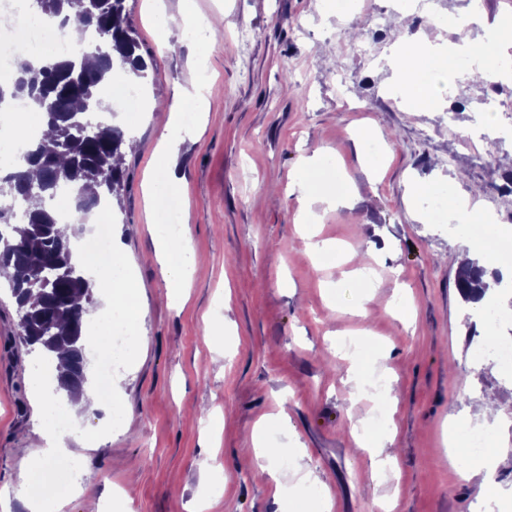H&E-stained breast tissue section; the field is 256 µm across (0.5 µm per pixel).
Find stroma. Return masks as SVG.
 Wrapping results in <instances>:
<instances>
[{"instance_id": "35a3bbf8", "label": "stroma", "mask_w": 512, "mask_h": 512, "mask_svg": "<svg viewBox=\"0 0 512 512\" xmlns=\"http://www.w3.org/2000/svg\"><path fill=\"white\" fill-rule=\"evenodd\" d=\"M148 69L140 87L210 90L184 128L174 171L182 230L203 263L174 300L156 262V203L167 170L156 154L165 112L129 113L133 141L115 234L140 289L141 344L118 373L125 417L109 436L85 442L69 431L66 454L82 475L65 512H283L288 498L256 476L253 431L289 449L283 481L306 512H512V430L478 414L491 392L512 399V370L477 349L472 324L444 255L487 259L461 225L430 218L431 196H474L506 223L512 196L495 188L512 169V141L488 123L512 113V81L498 106L480 107L484 85L459 78L442 100L406 111L391 67L398 12L364 0L336 16L326 0H127ZM223 18V34L183 36L181 14ZM477 11L475 39L512 23V0H418L408 32L453 41V19ZM251 32L249 42L240 28ZM180 38L169 51L165 35ZM367 139L356 140L359 131ZM495 144L486 152V144ZM342 175L349 206H317V240L348 255L302 253L292 185L303 158ZM366 264L380 288L360 287ZM367 304L369 316L357 309ZM411 304L410 324L393 311ZM15 302L0 285V488L17 485L45 446L30 382L35 358L12 333ZM386 441L395 466L368 479L352 419ZM505 457L497 489H483L474 459L450 437L471 428Z\"/></svg>"}]
</instances>
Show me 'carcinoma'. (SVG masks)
<instances>
[{
    "instance_id": "cac0c4a2",
    "label": "carcinoma",
    "mask_w": 512,
    "mask_h": 512,
    "mask_svg": "<svg viewBox=\"0 0 512 512\" xmlns=\"http://www.w3.org/2000/svg\"><path fill=\"white\" fill-rule=\"evenodd\" d=\"M39 16L59 19L64 26L76 14L84 29L99 39L95 58L83 50L68 58H53L37 67L27 65L12 86H0V105L7 98H24L38 106L42 121L53 131L39 140L0 175V223L20 209L23 226L10 225L0 233V269L11 270L8 286L15 299L16 337L44 356L59 358L57 382L70 399L80 396L85 383L86 358L81 342L84 315L95 303L94 284L85 280L73 262L67 228L59 226L53 200L66 189L82 221L101 200L122 206L125 169L116 163L125 144L120 127L99 121L96 133H82L84 114L104 111L99 98L106 77L132 70L144 76L148 68L140 53L137 32L126 0H32ZM483 268L464 263L456 288L461 299L484 298L491 284L482 280Z\"/></svg>"
}]
</instances>
